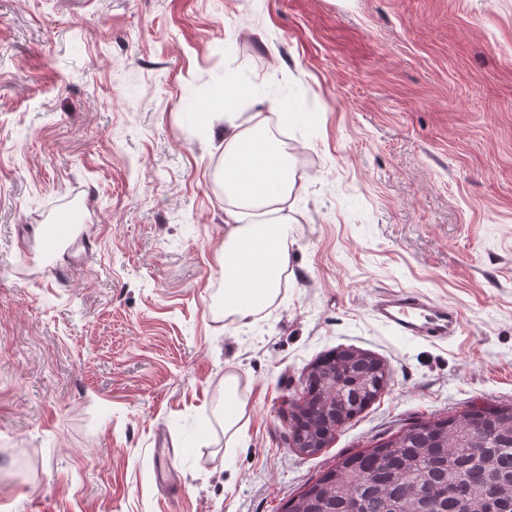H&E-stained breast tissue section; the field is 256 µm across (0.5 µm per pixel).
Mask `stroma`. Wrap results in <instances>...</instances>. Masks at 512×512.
Returning <instances> with one entry per match:
<instances>
[{
    "instance_id": "obj_1",
    "label": "stroma",
    "mask_w": 512,
    "mask_h": 512,
    "mask_svg": "<svg viewBox=\"0 0 512 512\" xmlns=\"http://www.w3.org/2000/svg\"><path fill=\"white\" fill-rule=\"evenodd\" d=\"M227 83L237 125L305 156L246 325L218 261ZM64 210L88 247L44 242ZM399 290L459 331L396 335L374 306ZM337 347L388 386L299 454L284 402ZM511 402L512 0H0V512H278L379 437Z\"/></svg>"
}]
</instances>
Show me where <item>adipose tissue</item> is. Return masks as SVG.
<instances>
[{
  "label": "adipose tissue",
  "mask_w": 512,
  "mask_h": 512,
  "mask_svg": "<svg viewBox=\"0 0 512 512\" xmlns=\"http://www.w3.org/2000/svg\"><path fill=\"white\" fill-rule=\"evenodd\" d=\"M295 187L292 165L265 121L224 136V193L234 207L221 259L224 312L245 321L278 293L288 268V222L251 221L248 210L284 203Z\"/></svg>",
  "instance_id": "obj_1"
}]
</instances>
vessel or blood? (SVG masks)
<instances>
[{
    "mask_svg": "<svg viewBox=\"0 0 512 512\" xmlns=\"http://www.w3.org/2000/svg\"><path fill=\"white\" fill-rule=\"evenodd\" d=\"M375 311L398 335L413 336L430 342L448 339L460 327L457 312L432 304L410 290L383 295L376 303Z\"/></svg>",
    "mask_w": 512,
    "mask_h": 512,
    "instance_id": "obj_1",
    "label": "vessel or blood"
}]
</instances>
